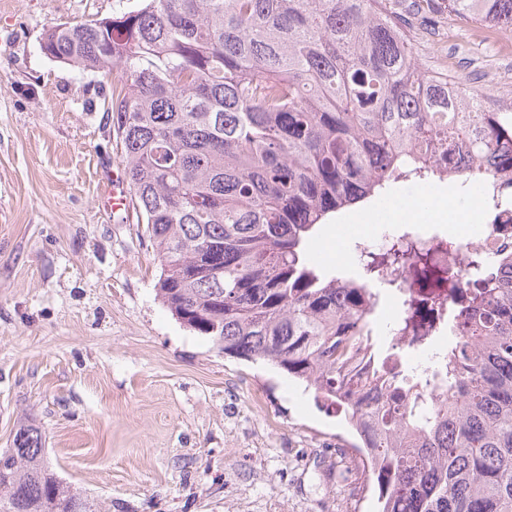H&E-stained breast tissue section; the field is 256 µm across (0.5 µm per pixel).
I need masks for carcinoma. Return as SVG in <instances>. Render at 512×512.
Listing matches in <instances>:
<instances>
[{
  "mask_svg": "<svg viewBox=\"0 0 512 512\" xmlns=\"http://www.w3.org/2000/svg\"><path fill=\"white\" fill-rule=\"evenodd\" d=\"M512 35V0H414ZM406 0H143L64 22L46 55L112 76L109 112L132 208L160 261L157 296L218 351L260 360L341 413L377 512H512V280L465 285L425 254L418 301L448 327L432 375L407 344L373 339L383 275L319 267L309 241L336 214L475 164L512 165V112H486L467 79L421 70ZM439 401L430 406L432 394ZM0 512H93L48 466L33 423L0 450Z\"/></svg>",
  "mask_w": 512,
  "mask_h": 512,
  "instance_id": "obj_1",
  "label": "carcinoma"
}]
</instances>
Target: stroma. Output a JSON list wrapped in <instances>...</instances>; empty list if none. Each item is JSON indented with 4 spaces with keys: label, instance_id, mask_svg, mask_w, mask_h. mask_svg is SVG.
<instances>
[{
    "label": "stroma",
    "instance_id": "1",
    "mask_svg": "<svg viewBox=\"0 0 512 512\" xmlns=\"http://www.w3.org/2000/svg\"><path fill=\"white\" fill-rule=\"evenodd\" d=\"M141 0H0V448L40 426L53 472L96 512H369L339 415L262 362L219 353L156 295L161 267L135 211H102L97 169H121L112 78L49 59L43 33ZM423 70L512 99V65L469 27L416 36ZM340 216L320 266L374 229Z\"/></svg>",
    "mask_w": 512,
    "mask_h": 512
}]
</instances>
